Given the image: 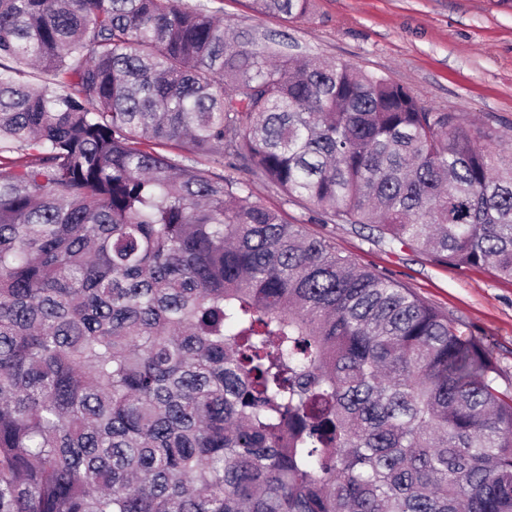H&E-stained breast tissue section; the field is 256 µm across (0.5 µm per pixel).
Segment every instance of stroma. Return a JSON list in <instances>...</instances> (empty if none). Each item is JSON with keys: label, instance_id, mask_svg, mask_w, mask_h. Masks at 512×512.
<instances>
[{"label": "stroma", "instance_id": "stroma-1", "mask_svg": "<svg viewBox=\"0 0 512 512\" xmlns=\"http://www.w3.org/2000/svg\"><path fill=\"white\" fill-rule=\"evenodd\" d=\"M225 20L285 35L304 53L346 60L408 87L428 107L463 112L512 158V0H312L299 20L254 14L247 0H222ZM255 198L327 239L360 266L386 273L478 337L512 387V280L483 268L437 264L412 246L375 242L369 229L327 224L317 207L290 201L246 170Z\"/></svg>", "mask_w": 512, "mask_h": 512}]
</instances>
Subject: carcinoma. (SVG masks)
<instances>
[{"instance_id":"carcinoma-1","label":"carcinoma","mask_w":512,"mask_h":512,"mask_svg":"<svg viewBox=\"0 0 512 512\" xmlns=\"http://www.w3.org/2000/svg\"><path fill=\"white\" fill-rule=\"evenodd\" d=\"M215 2L0 0V512H512L481 344L192 164L512 279V159Z\"/></svg>"}]
</instances>
